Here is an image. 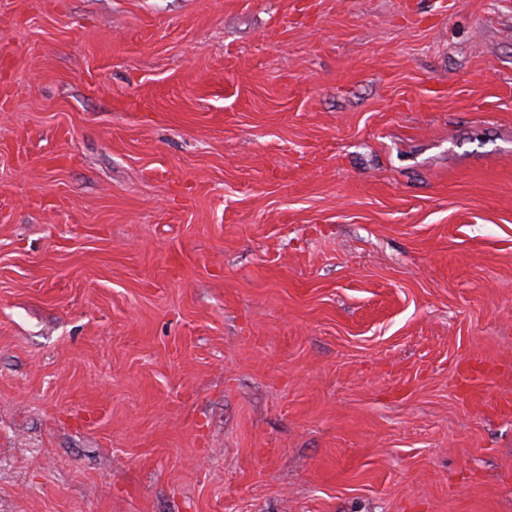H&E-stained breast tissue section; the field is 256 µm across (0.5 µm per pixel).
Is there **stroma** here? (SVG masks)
I'll use <instances>...</instances> for the list:
<instances>
[{"label": "stroma", "instance_id": "obj_1", "mask_svg": "<svg viewBox=\"0 0 512 512\" xmlns=\"http://www.w3.org/2000/svg\"><path fill=\"white\" fill-rule=\"evenodd\" d=\"M0 512H512V0H0Z\"/></svg>", "mask_w": 512, "mask_h": 512}]
</instances>
